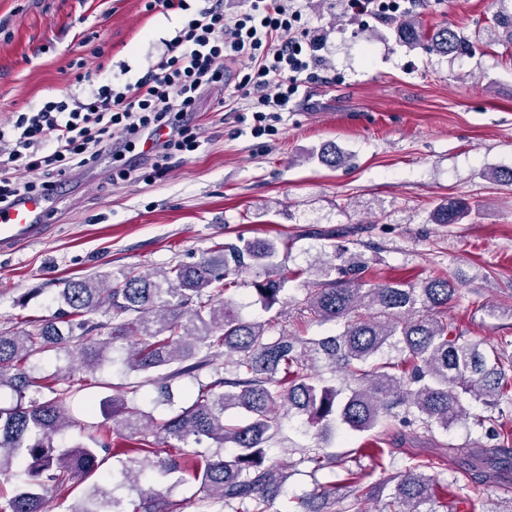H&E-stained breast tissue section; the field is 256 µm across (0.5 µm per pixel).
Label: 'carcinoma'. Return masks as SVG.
<instances>
[{
  "label": "carcinoma",
  "instance_id": "cac0c4a2",
  "mask_svg": "<svg viewBox=\"0 0 512 512\" xmlns=\"http://www.w3.org/2000/svg\"><path fill=\"white\" fill-rule=\"evenodd\" d=\"M495 25L512 42V9H499ZM400 36L426 52L454 54L473 49L456 26L426 37L418 23L406 19ZM469 215L465 200L439 204L434 224H459ZM329 272L306 282L299 319L310 324L340 326L336 334L312 338L269 335L274 319L246 320L225 293L235 278L259 271L252 282L267 310L279 302L284 278L276 245L239 236L194 263H178L149 272L131 268L117 278L89 276L64 282L56 301L58 314L33 329L0 330V390L12 402L0 406V476L26 479L0 512H46L51 494L72 481H84L99 468V452L110 444L95 438L68 446L55 439L72 425L68 402L72 387H48L52 398H36L45 388L30 360L37 354H64L55 382L75 370L95 373L104 363L120 361L145 374L137 387L158 390L181 378L198 384L197 395L168 418L156 419L123 396L103 399L100 407L112 418V432L134 444L119 453L131 455L121 480L95 484L71 512H125L116 491L138 481L151 469L180 481L199 484L197 512H270L288 475L267 460L268 444L281 427L277 407L327 438L340 424L353 432L375 433L369 448L358 452L384 466L393 449L383 436L397 418L443 431L467 415L465 397L493 409L512 396V339L497 348L452 334L444 320L458 289L435 275L420 286L393 282L369 285L363 265L343 244L323 251ZM337 277H331L330 270ZM224 357V365L216 363ZM327 368L344 375L345 386L330 385L319 374ZM208 371L209 381L201 380ZM238 408L245 419L226 422ZM176 441L178 453L156 455L148 434ZM496 444L480 448L469 464L475 484L497 479L512 467V429L495 434ZM235 452L224 455V446ZM299 463L309 476L325 469L335 480L318 485L321 495L350 497L345 512H366L363 502L382 503L378 512H437L440 483L424 473L432 463L409 459L394 479L366 484L367 474L345 466L321 448L300 449ZM137 512H172L168 493L139 490Z\"/></svg>",
  "mask_w": 512,
  "mask_h": 512
}]
</instances>
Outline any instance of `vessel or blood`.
Instances as JSON below:
<instances>
[{
    "label": "vessel or blood",
    "instance_id": "obj_1",
    "mask_svg": "<svg viewBox=\"0 0 512 512\" xmlns=\"http://www.w3.org/2000/svg\"><path fill=\"white\" fill-rule=\"evenodd\" d=\"M51 195L26 198L14 207L0 211V253H10L33 243L45 232Z\"/></svg>",
    "mask_w": 512,
    "mask_h": 512
}]
</instances>
